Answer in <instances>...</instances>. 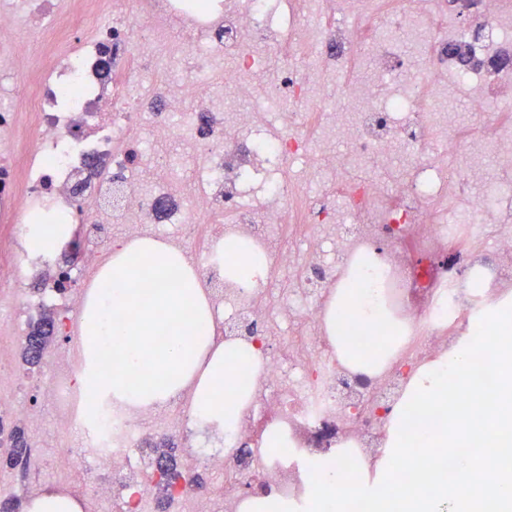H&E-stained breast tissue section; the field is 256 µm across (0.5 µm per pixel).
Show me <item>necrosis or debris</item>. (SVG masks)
<instances>
[{
    "instance_id": "4bbe7bcc",
    "label": "necrosis or debris",
    "mask_w": 512,
    "mask_h": 512,
    "mask_svg": "<svg viewBox=\"0 0 512 512\" xmlns=\"http://www.w3.org/2000/svg\"><path fill=\"white\" fill-rule=\"evenodd\" d=\"M88 5L101 19L92 29L83 25ZM457 5L469 25L443 0H290L282 30L276 0L228 5L217 18L206 0H0V226L73 208L86 228L79 288L26 296L22 309H81L104 252L98 229L120 224L136 237L159 215L199 268L217 334L229 341L236 321L254 322L263 355L233 429L198 430L186 390L171 417L116 408L82 436L91 460L74 451L52 460L60 483L83 470L99 477L113 512H151L153 482L138 452L149 434L191 440L170 512H244L252 477L257 495L303 512L312 465L344 452L361 479L384 474L395 408L417 371L453 352L484 308L512 302V182L489 171L512 168V114L501 108L512 73L448 66L449 44L478 26L476 57L512 47V0ZM23 27L51 35L46 69L32 66ZM292 44L304 47L299 60L288 56ZM164 49L199 64L165 79L161 110L148 112L142 79ZM219 72L232 101L217 91ZM450 76L482 101L479 133L444 114ZM330 87L352 111L331 103ZM271 120L280 137L243 139ZM172 137L177 149L161 162L157 144ZM340 142L351 148L344 160ZM161 164V180L133 181ZM400 165L406 175L391 177ZM257 187L264 201L253 205ZM204 221L215 238L243 237L270 253L289 273L286 298H268L264 278L217 287L214 264L193 248ZM377 238L390 244L377 255L378 284L405 339L369 376L342 361L325 318L355 257ZM484 238L490 249L475 252ZM54 357L45 396L65 438L82 400L71 351ZM274 431L286 451L269 448ZM200 472L217 479L210 493L196 487Z\"/></svg>"
}]
</instances>
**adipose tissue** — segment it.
<instances>
[{
    "label": "adipose tissue",
    "mask_w": 512,
    "mask_h": 512,
    "mask_svg": "<svg viewBox=\"0 0 512 512\" xmlns=\"http://www.w3.org/2000/svg\"><path fill=\"white\" fill-rule=\"evenodd\" d=\"M23 248L32 256L57 254L77 227L70 216L45 224L25 215ZM212 254L227 280L254 284L269 259L251 241L214 243ZM375 255H359L338 299L326 314L344 359L356 369L380 371L402 342L400 329L386 320L375 288ZM381 322L376 343L361 346L344 338L348 322ZM78 342L83 363L77 375L81 394L99 407L166 405L186 385L194 387V405L204 424L232 428L250 393L243 378L257 374L261 351L239 344L214 345L213 314L200 276L185 256L154 237L119 238L112 259L97 277L80 316Z\"/></svg>",
    "instance_id": "ef3b65f1"
}]
</instances>
